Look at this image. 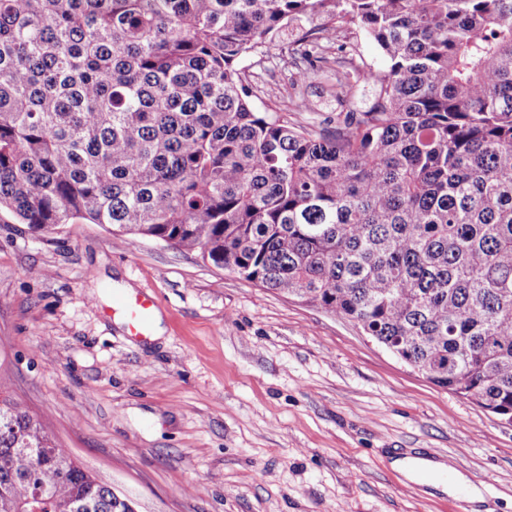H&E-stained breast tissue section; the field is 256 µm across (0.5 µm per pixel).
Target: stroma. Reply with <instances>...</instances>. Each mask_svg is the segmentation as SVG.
Masks as SVG:
<instances>
[{
  "label": "stroma",
  "instance_id": "obj_1",
  "mask_svg": "<svg viewBox=\"0 0 512 512\" xmlns=\"http://www.w3.org/2000/svg\"><path fill=\"white\" fill-rule=\"evenodd\" d=\"M127 290L161 336L111 313ZM0 381L137 512H512V424L354 322L107 225L0 214ZM430 449L478 501L390 465ZM157 299L150 293H137L130 295L120 293L112 298V312L122 314L131 333L140 339H146L150 334L151 320Z\"/></svg>",
  "mask_w": 512,
  "mask_h": 512
}]
</instances>
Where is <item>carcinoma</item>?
Wrapping results in <instances>:
<instances>
[{
    "label": "carcinoma",
    "mask_w": 512,
    "mask_h": 512,
    "mask_svg": "<svg viewBox=\"0 0 512 512\" xmlns=\"http://www.w3.org/2000/svg\"><path fill=\"white\" fill-rule=\"evenodd\" d=\"M275 39L288 111L311 79L335 116L255 109ZM2 211L197 252L512 421V0H0ZM34 508L134 512L0 384V512ZM351 40L358 44V50L364 61L377 69H383L386 66V60L381 54L377 45L363 34L350 35ZM353 37V38H352Z\"/></svg>",
    "instance_id": "obj_1"
}]
</instances>
